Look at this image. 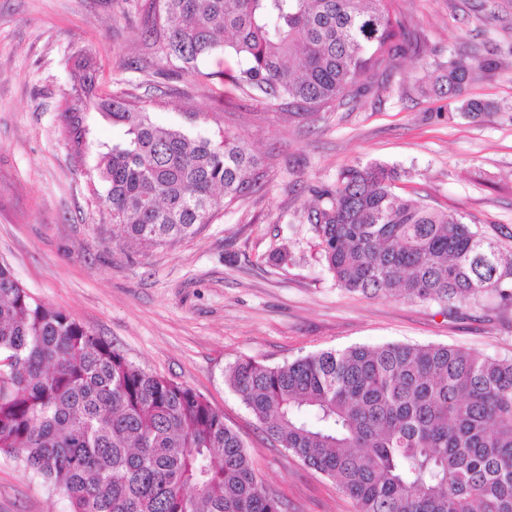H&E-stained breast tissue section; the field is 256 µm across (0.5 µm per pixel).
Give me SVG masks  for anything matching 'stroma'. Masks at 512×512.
<instances>
[{
  "instance_id": "stroma-1",
  "label": "stroma",
  "mask_w": 512,
  "mask_h": 512,
  "mask_svg": "<svg viewBox=\"0 0 512 512\" xmlns=\"http://www.w3.org/2000/svg\"><path fill=\"white\" fill-rule=\"evenodd\" d=\"M143 0H0V263L32 295L101 336L145 371L203 395L244 441L284 512H354L335 482L261 432L226 381L234 363L280 366L318 351L387 343L442 344L512 357V308L447 310L338 288L307 221L314 190L343 168L377 162L407 171L401 193L465 215L512 251V0H397L423 47L356 106L308 123L256 95L143 56ZM87 56L102 95L128 93L157 124L205 117L242 137L266 168L261 185L190 237L147 248L126 239L91 177L99 144L118 131L89 116L76 157L65 112L72 58ZM493 55L467 95L500 109L471 119L420 92L434 63ZM0 512H71L69 500L0 458Z\"/></svg>"
}]
</instances>
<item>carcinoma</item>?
<instances>
[{
    "label": "carcinoma",
    "instance_id": "obj_1",
    "mask_svg": "<svg viewBox=\"0 0 512 512\" xmlns=\"http://www.w3.org/2000/svg\"><path fill=\"white\" fill-rule=\"evenodd\" d=\"M146 49L206 78L227 77L289 114L318 120L419 49L391 0H145ZM435 65L429 91L477 117L475 69ZM70 140L86 149L85 110L120 129L94 175L125 236L150 247L196 233L253 192L262 165L238 135L156 124L127 96H97L74 60ZM406 173L350 166L314 193L307 220L336 285L453 309L512 307V253L457 212L397 192ZM228 383L264 432L336 481L355 512H512V358L393 343L312 353L277 367L253 360ZM62 491L72 512H282L240 435L192 389L130 362L67 314L30 295L0 264V455Z\"/></svg>",
    "mask_w": 512,
    "mask_h": 512
}]
</instances>
